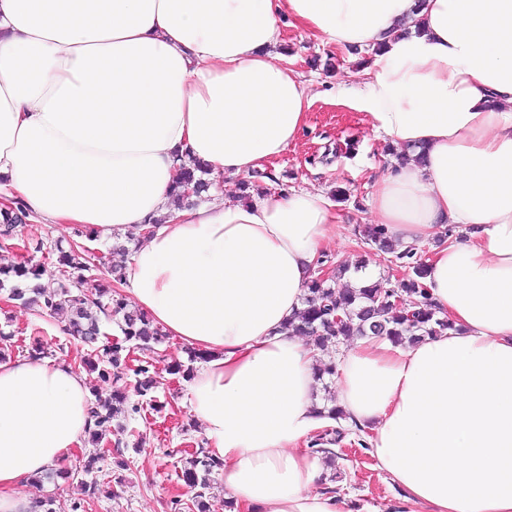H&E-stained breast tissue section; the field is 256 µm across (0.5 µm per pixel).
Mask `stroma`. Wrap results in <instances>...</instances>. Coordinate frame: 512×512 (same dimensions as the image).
<instances>
[{
	"instance_id": "obj_1",
	"label": "stroma",
	"mask_w": 512,
	"mask_h": 512,
	"mask_svg": "<svg viewBox=\"0 0 512 512\" xmlns=\"http://www.w3.org/2000/svg\"><path fill=\"white\" fill-rule=\"evenodd\" d=\"M285 58L303 73L314 97L306 126L295 145L288 148L271 164L254 171L252 185L267 191L306 189L319 191L336 199V210L344 227L342 239L328 246L322 258L329 270L353 266L359 262L376 265L383 287H394L406 269L389 262L386 255L365 244L361 231L373 222L371 195L375 179L395 164L383 148L386 138L370 132L363 113L338 105L343 89L352 85L361 69L362 60L370 50H347L320 43L304 32L286 28L280 47ZM355 141V153H348L345 144ZM15 238L42 239L47 244L69 246L81 242L93 254L89 270L77 276V286L86 297L95 299L111 291L109 266L122 264L140 242L134 233L115 235L112 242L98 240L92 227L77 229L61 224L18 225ZM43 328L49 343H65L69 337L57 318L40 317L8 302L0 290V330L12 333L15 349L30 350V330ZM154 358L163 385L156 393L158 412L148 422L139 423L144 444L139 451H126L130 465L115 466L114 447L95 449L83 444L74 449L71 468L82 469L91 455L102 452L107 457L96 475L99 489L88 497L76 478H57L27 489L31 499L52 498L54 512H73L76 503L88 501L87 512H173L174 501H188L192 492L178 475L185 461L205 442L203 428L184 404L189 383L171 374L175 365L190 366V351L175 338H166L157 345ZM325 477L334 478L339 494L353 496L367 512H401L402 489L380 470L368 450L352 452L337 449L335 462L326 466ZM123 478V489H116V478Z\"/></svg>"
}]
</instances>
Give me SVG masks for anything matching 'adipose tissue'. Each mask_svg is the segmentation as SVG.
<instances>
[{
    "label": "adipose tissue",
    "instance_id": "ef3b65f1",
    "mask_svg": "<svg viewBox=\"0 0 512 512\" xmlns=\"http://www.w3.org/2000/svg\"><path fill=\"white\" fill-rule=\"evenodd\" d=\"M286 16L374 50L344 101L415 157L375 181L371 211L432 245L423 284L452 324L345 346L337 404L403 512H512V0H0V207L141 234L120 287L206 353L187 404L238 512H361L321 487L305 447L329 422L320 353L285 331L338 235L333 204L173 202L182 165L243 177L298 139L313 97L278 50ZM91 401L78 365L0 363V512H31L22 486L70 460Z\"/></svg>",
    "mask_w": 512,
    "mask_h": 512
}]
</instances>
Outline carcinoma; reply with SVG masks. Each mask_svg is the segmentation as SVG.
<instances>
[{"label":"carcinoma","instance_id":"cac0c4a2","mask_svg":"<svg viewBox=\"0 0 512 512\" xmlns=\"http://www.w3.org/2000/svg\"><path fill=\"white\" fill-rule=\"evenodd\" d=\"M198 167L184 166L180 169L175 183L176 206L182 207L193 197H198L209 183L196 176ZM26 212L22 204L6 207L0 211V235L8 236ZM365 240L373 243L384 254L395 253V258L410 269L407 276L393 288L378 285L364 288H336L327 280L312 277L305 298L306 308L300 312L298 323L289 324L292 334L312 340L322 349L328 345L344 344L356 337H386L394 342L414 341L420 336L439 335L451 323L438 314L435 306L424 299L425 289L422 279L425 275L424 263L417 258V252L409 248L394 252L385 229L373 224L364 230ZM55 260L59 274L57 286L46 289L40 283L41 265L33 263L34 255ZM91 255L78 245L67 250L59 247L47 248L41 240L19 242L17 261L0 268V290L8 291V300L19 306L33 310L39 315L52 316L64 313L68 317L67 334L80 342L74 351L66 354L74 356L79 364L98 371L102 381H122L132 387L139 397H152L160 386L162 377L155 370L152 361L144 358L129 366L130 351L153 350V345L162 341L163 332L151 318L141 311H127L114 292L107 300H90L74 291L73 275L89 268ZM115 317L121 338L114 342L100 343L102 320ZM91 418L93 428L88 431V441L95 446L103 443L102 428L128 412L139 414L143 407L133 405L125 409L126 397L114 394L106 397L93 393ZM345 437L341 428L325 429L309 441L314 454L335 455L331 446L340 443ZM221 462L201 448L184 465L181 478L194 491L189 512H213V504L207 499L213 475L217 474Z\"/></svg>","mask_w":512,"mask_h":512}]
</instances>
